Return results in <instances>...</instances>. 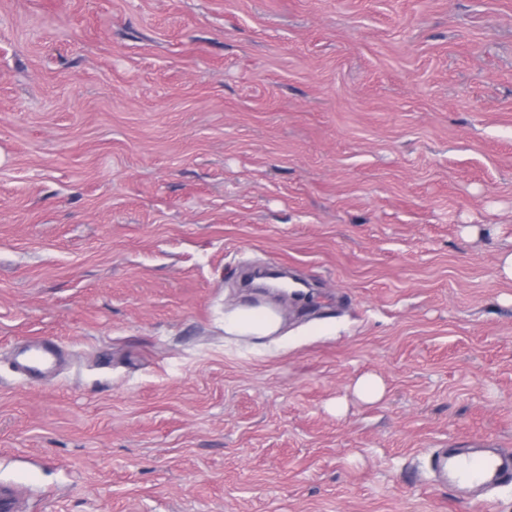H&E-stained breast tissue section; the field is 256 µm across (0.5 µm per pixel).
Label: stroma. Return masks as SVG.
I'll list each match as a JSON object with an SVG mask.
<instances>
[{
	"mask_svg": "<svg viewBox=\"0 0 512 512\" xmlns=\"http://www.w3.org/2000/svg\"><path fill=\"white\" fill-rule=\"evenodd\" d=\"M509 252L512 0H0L30 512H512L438 465L512 448ZM242 304L280 340L225 335ZM33 337L66 353L38 382Z\"/></svg>",
	"mask_w": 512,
	"mask_h": 512,
	"instance_id": "35a3bbf8",
	"label": "stroma"
}]
</instances>
